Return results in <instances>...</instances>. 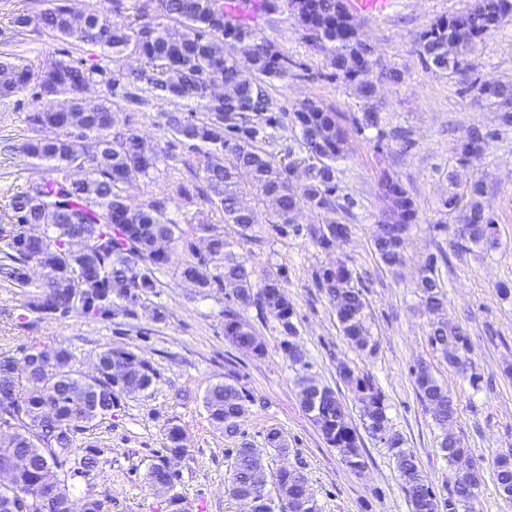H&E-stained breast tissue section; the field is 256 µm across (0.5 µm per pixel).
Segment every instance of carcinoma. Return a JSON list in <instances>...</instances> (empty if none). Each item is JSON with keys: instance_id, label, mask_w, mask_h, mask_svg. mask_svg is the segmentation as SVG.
I'll list each match as a JSON object with an SVG mask.
<instances>
[{"instance_id": "obj_1", "label": "carcinoma", "mask_w": 512, "mask_h": 512, "mask_svg": "<svg viewBox=\"0 0 512 512\" xmlns=\"http://www.w3.org/2000/svg\"><path fill=\"white\" fill-rule=\"evenodd\" d=\"M294 10L305 36L323 52L331 68L354 85L356 94L370 99L384 77L400 78L396 71L378 69L365 52L367 44L352 19L345 0H154V15L141 8L116 21L93 9L82 23L70 9L59 5L43 13L38 24L51 38L107 50L106 67L65 52L50 59L35 74L27 67L0 61V88L34 84L39 108L29 113L32 129L57 130L52 138L27 140L23 150L35 164H47L48 175L14 196L11 223L0 224V282L8 287L33 286L29 265L43 271L38 291L14 316L24 327L29 315L54 318L70 316L108 320L122 316L134 319L137 308L158 288L157 273L179 249L186 258L179 276L205 295L224 293L233 286L231 305L224 309V337L255 332L242 318L253 307L263 317L277 321L281 333L294 336V307L288 299L281 272L258 270L238 251L239 245L224 238L217 224L180 223L168 217L166 198L153 197L138 208L127 202L126 189L135 177H150L172 159L208 148L204 163L188 166L191 179L177 183L178 195L198 197L224 214V223L238 227L240 239L253 240L259 214L244 202L243 179L256 195L270 199L272 229L279 234L293 227L294 214L303 206L334 214L353 207L354 201L336 181V160L346 156V132L336 113L307 98L293 110L278 104L270 93L271 83L286 81L295 63L259 32L258 19L280 9V2ZM512 13V0H474L467 11L439 18L424 30L418 41L422 62L437 70L456 73L472 69L470 55L491 30L490 22ZM137 54L145 66L124 71L123 58ZM106 86L107 96L92 101L87 87ZM472 86L494 100L503 125H512V82ZM66 96V104L55 101ZM190 101L187 111L159 114L158 127L164 142L147 148L131 128H113L112 107L122 103L140 109L149 97ZM299 132L303 157L288 151L282 157L267 145L282 138L288 129ZM486 133L473 128L463 145L462 161L480 156ZM384 203L374 251L380 261L394 269L403 262L404 236L417 221L413 198L404 184L386 172L379 182ZM450 212L460 214L461 225L453 235L454 247L467 244L492 249L498 246L497 225L489 218L490 206L483 187L473 186L466 204L452 192L444 201ZM312 242L329 248L346 240L349 226L334 219L306 228ZM448 266V253L438 250L428 256L417 288L425 309L443 310L440 267ZM315 282L336 308L344 336L358 350L373 354L377 343L366 325V304L361 289L352 283L343 264L322 267ZM460 340V352H471L463 329L442 318L433 323L430 341L448 354V342ZM33 352L41 364L27 368L23 360L0 357V424L11 432L0 435V466L11 464L10 478L0 482V512H66L75 500V479L89 475L100 463L105 449L97 444H77L76 435L112 416V403L121 395L136 396L150 390L154 368L128 350L108 348L97 357V373L76 374L70 352L53 344L34 341L20 348ZM299 366L296 385L301 405L319 427L326 442L339 450L346 464L364 463L361 436L347 421L346 407L334 389L305 372L307 362L292 358ZM359 408L363 429L383 444L395 459L402 488L411 512H474L475 500L464 489L481 479L462 440L448 435L457 411L448 391L429 366L412 371L420 401L443 431L439 448L453 468L448 498L440 501L419 470L415 457L400 434L391 430L385 398L369 374L346 363L337 367ZM246 396L235 384L216 381L207 385L203 406L211 424L235 438L246 411ZM184 429L166 428L165 452L190 454L181 442ZM497 489L512 487V454H499L491 461ZM176 475L167 471L164 456L151 464L145 480L159 494L168 493ZM266 479L265 458L248 442L236 448L233 469L227 477L231 497H250L255 512H267L260 482ZM307 480L288 486V474L279 473L277 488L287 500L288 512H316L314 499L301 494Z\"/></svg>"}]
</instances>
